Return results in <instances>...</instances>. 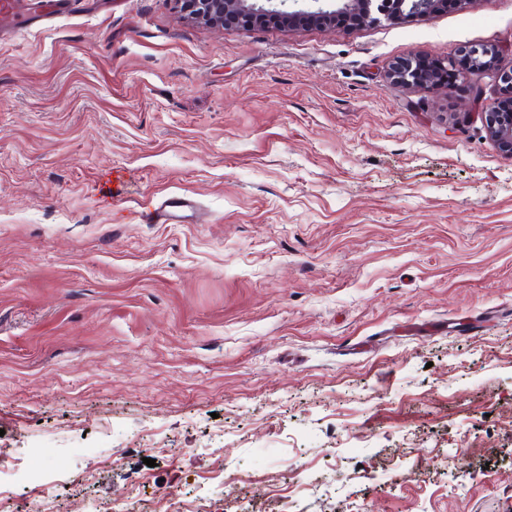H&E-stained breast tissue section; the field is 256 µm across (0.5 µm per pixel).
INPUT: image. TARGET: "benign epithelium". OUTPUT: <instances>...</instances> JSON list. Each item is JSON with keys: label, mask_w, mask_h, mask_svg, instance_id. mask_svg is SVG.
<instances>
[{"label": "benign epithelium", "mask_w": 512, "mask_h": 512, "mask_svg": "<svg viewBox=\"0 0 512 512\" xmlns=\"http://www.w3.org/2000/svg\"><path fill=\"white\" fill-rule=\"evenodd\" d=\"M190 19L212 27L224 26V17L236 16L247 25H262L269 17H281L288 27L314 23L344 14L361 23L379 15L386 20H399L444 11L448 0H183ZM493 52L484 49L448 58V68L457 74L464 69L492 66L488 58ZM417 55H411L392 66L388 77L401 84H413V67ZM490 139L503 151L512 153V112L499 111V103L482 107Z\"/></svg>", "instance_id": "1"}]
</instances>
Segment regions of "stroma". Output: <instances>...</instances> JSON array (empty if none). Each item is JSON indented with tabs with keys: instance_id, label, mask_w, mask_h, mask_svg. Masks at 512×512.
Wrapping results in <instances>:
<instances>
[{
	"instance_id": "obj_1",
	"label": "stroma",
	"mask_w": 512,
	"mask_h": 512,
	"mask_svg": "<svg viewBox=\"0 0 512 512\" xmlns=\"http://www.w3.org/2000/svg\"><path fill=\"white\" fill-rule=\"evenodd\" d=\"M0 31V512H512V0ZM493 48L405 86L392 65ZM195 197L207 220L143 224ZM154 466H147V459ZM493 56V62L495 60V53L489 49H482L481 52H469L463 55H459L457 57H449L448 58V69H453L457 75L463 74L464 67L465 69H478V68H487L492 66V62H486L488 59ZM499 101L485 104L481 115L490 139L503 151L512 153V103L499 112ZM194 202L185 195H172L161 202L143 207L139 221L143 224H180L192 217Z\"/></svg>"
}]
</instances>
